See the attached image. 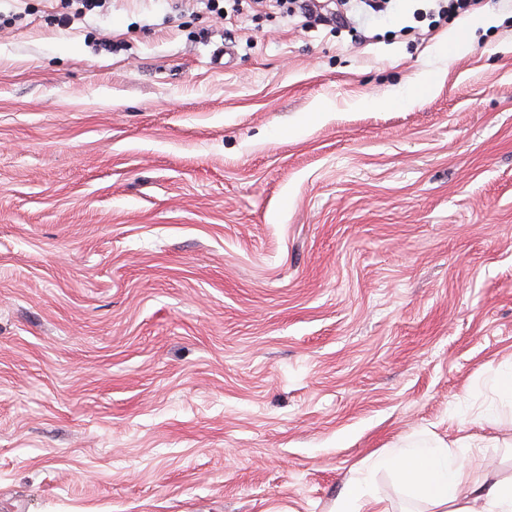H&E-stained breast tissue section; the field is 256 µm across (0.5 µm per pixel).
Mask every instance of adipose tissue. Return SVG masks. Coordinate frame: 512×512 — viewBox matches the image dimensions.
Here are the masks:
<instances>
[{"label": "adipose tissue", "instance_id": "adipose-tissue-1", "mask_svg": "<svg viewBox=\"0 0 512 512\" xmlns=\"http://www.w3.org/2000/svg\"><path fill=\"white\" fill-rule=\"evenodd\" d=\"M470 437L456 445L438 437L411 443L356 468L337 496L333 512H388L375 475L389 472L430 512H512V478H474L466 463Z\"/></svg>", "mask_w": 512, "mask_h": 512}]
</instances>
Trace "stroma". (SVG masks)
<instances>
[{
  "label": "stroma",
  "mask_w": 512,
  "mask_h": 512,
  "mask_svg": "<svg viewBox=\"0 0 512 512\" xmlns=\"http://www.w3.org/2000/svg\"><path fill=\"white\" fill-rule=\"evenodd\" d=\"M423 5L0 0V512H330L433 435L512 476V0L453 58ZM373 0H275L277 6L284 8L286 4L289 15L295 13L300 14L307 20H321L332 23L339 29H348L349 32L356 31L353 19L348 17V12L362 9L368 18L372 21L379 20L388 14L389 4L391 0L385 1V6H379L372 2ZM344 7V10H341ZM294 8V9H293ZM443 77V70L431 68L416 74L406 85L394 90L390 102L395 105L407 106L419 97L430 92Z\"/></svg>",
  "instance_id": "obj_1"
}]
</instances>
